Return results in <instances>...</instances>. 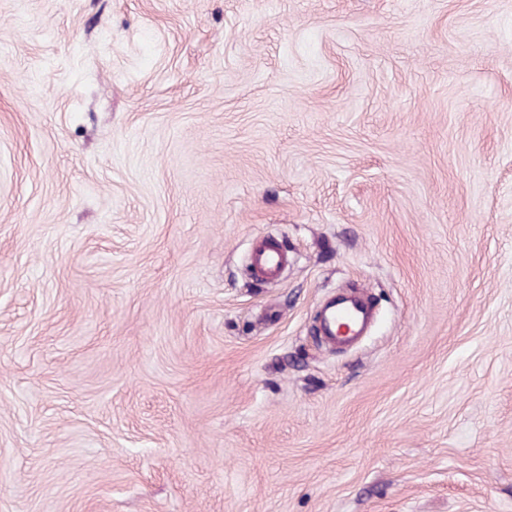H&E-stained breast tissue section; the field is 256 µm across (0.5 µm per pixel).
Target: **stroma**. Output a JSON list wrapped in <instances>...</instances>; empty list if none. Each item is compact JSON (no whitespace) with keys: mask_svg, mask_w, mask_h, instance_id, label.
<instances>
[{"mask_svg":"<svg viewBox=\"0 0 512 512\" xmlns=\"http://www.w3.org/2000/svg\"><path fill=\"white\" fill-rule=\"evenodd\" d=\"M0 512H512V0H0ZM250 260L258 275L268 280H275L281 274L285 257L274 242L266 241L252 247ZM371 318L370 308L365 301L345 298L329 303L322 311L320 333L334 344H348L361 336ZM340 326L347 327L345 333Z\"/></svg>","mask_w":512,"mask_h":512,"instance_id":"obj_1","label":"stroma"}]
</instances>
